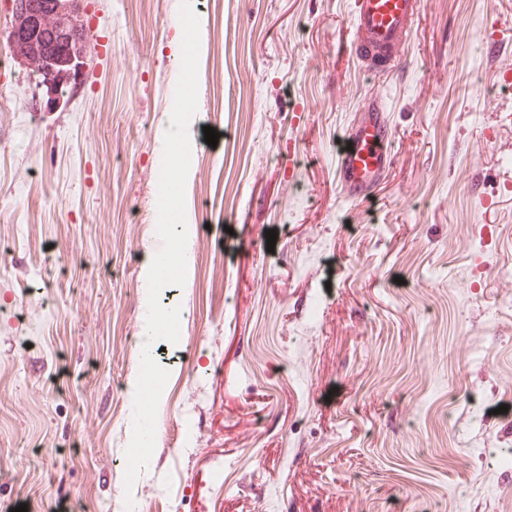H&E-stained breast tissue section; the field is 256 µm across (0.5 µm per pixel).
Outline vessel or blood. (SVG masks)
I'll use <instances>...</instances> for the list:
<instances>
[{"label": "vessel or blood", "instance_id": "vessel-or-blood-1", "mask_svg": "<svg viewBox=\"0 0 512 512\" xmlns=\"http://www.w3.org/2000/svg\"><path fill=\"white\" fill-rule=\"evenodd\" d=\"M419 0H354L352 48L371 77L400 70ZM392 162L390 129L382 99L365 104L347 127L337 153L339 185L346 199L362 201Z\"/></svg>", "mask_w": 512, "mask_h": 512}]
</instances>
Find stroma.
Instances as JSON below:
<instances>
[{"label": "stroma", "instance_id": "stroma-1", "mask_svg": "<svg viewBox=\"0 0 512 512\" xmlns=\"http://www.w3.org/2000/svg\"><path fill=\"white\" fill-rule=\"evenodd\" d=\"M179 2L82 0L98 38L59 104L0 62V512L128 492ZM351 2L195 0L194 264L154 353L156 437L179 441L129 490L144 512H512V83L484 61L493 39L512 58V0H420L377 82ZM379 91L393 160L356 204L339 136Z\"/></svg>", "mask_w": 512, "mask_h": 512}]
</instances>
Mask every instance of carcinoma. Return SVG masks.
I'll return each instance as SVG.
<instances>
[{
  "label": "carcinoma",
  "instance_id": "1",
  "mask_svg": "<svg viewBox=\"0 0 512 512\" xmlns=\"http://www.w3.org/2000/svg\"><path fill=\"white\" fill-rule=\"evenodd\" d=\"M25 10L16 13L15 26L22 28L30 19V14L37 13L51 19H57L66 23L72 40L68 43L52 39L49 35H36L28 45V50L37 56L42 55H67L71 52L79 55L83 53L87 45L93 41L88 35L86 25L76 13V0H25ZM34 73L40 78L45 91L52 94L65 93V78L69 70L65 67H57L47 70L42 67L34 69Z\"/></svg>",
  "mask_w": 512,
  "mask_h": 512
}]
</instances>
